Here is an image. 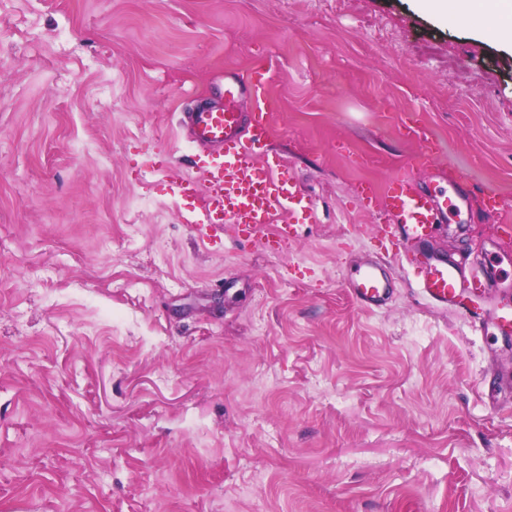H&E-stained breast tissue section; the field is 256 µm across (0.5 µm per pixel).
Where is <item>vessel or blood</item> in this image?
<instances>
[{"label": "vessel or blood", "instance_id": "1", "mask_svg": "<svg viewBox=\"0 0 512 512\" xmlns=\"http://www.w3.org/2000/svg\"><path fill=\"white\" fill-rule=\"evenodd\" d=\"M244 95L251 98L255 112L266 111L265 81L234 77L224 87L221 104L186 115L191 140L202 149L194 164L203 172L204 183L168 165L163 172L172 195L201 198L198 211L185 218L200 244H210L229 226L275 251L293 241L298 219L313 218L314 208L305 190L289 177L280 155L269 151L257 157L267 126L258 121L244 129V115L236 108ZM357 195L365 207L380 206L385 236L427 299L468 315L478 330L492 328L512 340V295L494 262L485 258L465 267L425 248L448 220L447 196L421 190L405 175L393 176L381 194L371 183H360ZM345 282L364 307L382 306L393 294L392 280L378 260L359 263Z\"/></svg>", "mask_w": 512, "mask_h": 512}]
</instances>
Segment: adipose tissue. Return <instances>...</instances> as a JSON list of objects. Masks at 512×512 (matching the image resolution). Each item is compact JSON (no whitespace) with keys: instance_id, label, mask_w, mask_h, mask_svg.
<instances>
[{"instance_id":"1","label":"adipose tissue","mask_w":512,"mask_h":512,"mask_svg":"<svg viewBox=\"0 0 512 512\" xmlns=\"http://www.w3.org/2000/svg\"><path fill=\"white\" fill-rule=\"evenodd\" d=\"M422 7L438 13H454L466 20H478L483 32L494 34L512 46V0H419Z\"/></svg>"}]
</instances>
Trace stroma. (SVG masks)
Returning <instances> with one entry per match:
<instances>
[{
	"instance_id": "35a3bbf8",
	"label": "stroma",
	"mask_w": 512,
	"mask_h": 512,
	"mask_svg": "<svg viewBox=\"0 0 512 512\" xmlns=\"http://www.w3.org/2000/svg\"><path fill=\"white\" fill-rule=\"evenodd\" d=\"M263 68L315 220L201 246L147 163L199 178L184 114ZM396 174L512 272L511 49L415 0H0V512H512V354L344 284Z\"/></svg>"
}]
</instances>
